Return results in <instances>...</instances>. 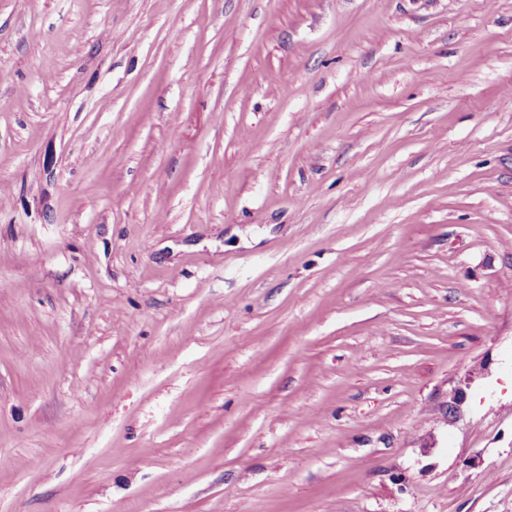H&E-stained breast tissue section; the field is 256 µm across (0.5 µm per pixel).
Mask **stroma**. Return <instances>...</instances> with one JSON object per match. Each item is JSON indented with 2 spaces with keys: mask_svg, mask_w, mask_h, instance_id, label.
I'll return each mask as SVG.
<instances>
[{
  "mask_svg": "<svg viewBox=\"0 0 512 512\" xmlns=\"http://www.w3.org/2000/svg\"><path fill=\"white\" fill-rule=\"evenodd\" d=\"M510 91L512 0H0V512H512Z\"/></svg>",
  "mask_w": 512,
  "mask_h": 512,
  "instance_id": "obj_1",
  "label": "stroma"
}]
</instances>
